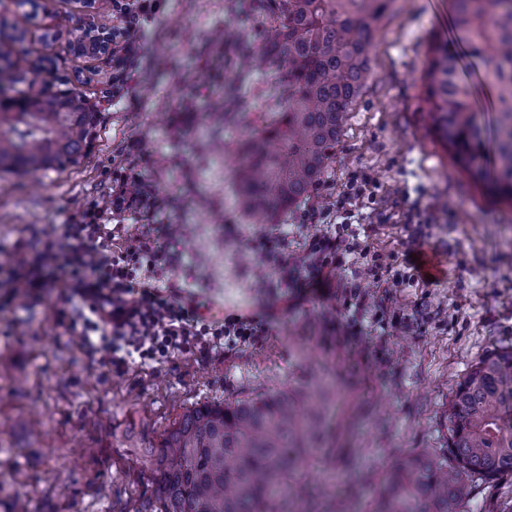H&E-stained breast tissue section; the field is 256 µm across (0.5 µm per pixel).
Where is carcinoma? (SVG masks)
<instances>
[{
    "label": "carcinoma",
    "mask_w": 512,
    "mask_h": 512,
    "mask_svg": "<svg viewBox=\"0 0 512 512\" xmlns=\"http://www.w3.org/2000/svg\"><path fill=\"white\" fill-rule=\"evenodd\" d=\"M261 59L276 90L259 116L239 96L252 81L242 51L236 81L214 113L244 131L236 196L256 224L306 201L327 172L369 76V53L397 0H277ZM455 25L484 63L495 112L487 130L458 58L435 42L425 71L429 128L471 184L512 204V0H455ZM0 71L26 80L25 59L0 42ZM98 113L79 92L0 95V173L76 165L97 134ZM326 421L324 391L293 389L194 405L178 416L144 465L155 503L132 512H304L292 490L315 459ZM448 448L402 455L379 480L371 512H461L483 486L512 473V346L472 364L449 405Z\"/></svg>",
    "instance_id": "cac0c4a2"
}]
</instances>
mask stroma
<instances>
[{
	"instance_id": "obj_1",
	"label": "stroma",
	"mask_w": 512,
	"mask_h": 512,
	"mask_svg": "<svg viewBox=\"0 0 512 512\" xmlns=\"http://www.w3.org/2000/svg\"><path fill=\"white\" fill-rule=\"evenodd\" d=\"M453 0H397L370 51V75L350 115L329 172L308 203L339 195L369 177L364 197L341 216L301 223H253L235 205L238 132L215 124L239 41L259 42L270 20L255 0H165L143 29L141 58L119 99L112 56L65 46L46 50L23 38L14 50L40 65L35 90L81 92L100 114L79 165L39 174H0V250L70 223L104 203L112 163L137 161L168 204L161 215L180 228L174 244L209 313L272 308L260 336L207 357L189 352L154 367L117 374L91 357L58 320L60 295L0 312V512L25 498L28 512H129L153 498L142 476L144 449L191 405L234 401L310 380L330 383L336 451L314 463L296 487L363 479L350 512H368L381 470L396 457L448 445V409L470 365L512 346V206L491 203L454 165L422 112L431 43L455 40ZM46 21L61 35L81 26L111 30L112 0L92 15L71 0H51ZM236 31L227 41L223 30ZM288 235L294 257L326 231L360 242L368 256L403 268L409 250L432 256L442 279L385 288L339 265L321 291L308 272L275 269L281 295L265 287L245 243L259 232ZM365 301L349 304L351 286Z\"/></svg>"
}]
</instances>
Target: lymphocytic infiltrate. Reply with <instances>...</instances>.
Masks as SVG:
<instances>
[{"label":"lymphocytic infiltrate","instance_id":"1","mask_svg":"<svg viewBox=\"0 0 512 512\" xmlns=\"http://www.w3.org/2000/svg\"><path fill=\"white\" fill-rule=\"evenodd\" d=\"M164 0H112L120 18L112 28V94L123 92L130 70L140 58L142 25L162 9ZM164 202L133 166L112 168L107 208L92 205L78 218L44 235L30 259L0 251V288L13 298L38 304L61 291L66 306L59 312L71 335L113 372L147 366L193 349L207 355L225 339L247 342L267 324L268 312L205 317L194 293L167 282L153 284L157 270H176L179 259L169 250L173 236L158 229L152 217ZM140 223L134 242L125 238V223ZM353 245L319 235L306 248L313 283L336 267Z\"/></svg>","mask_w":512,"mask_h":512}]
</instances>
